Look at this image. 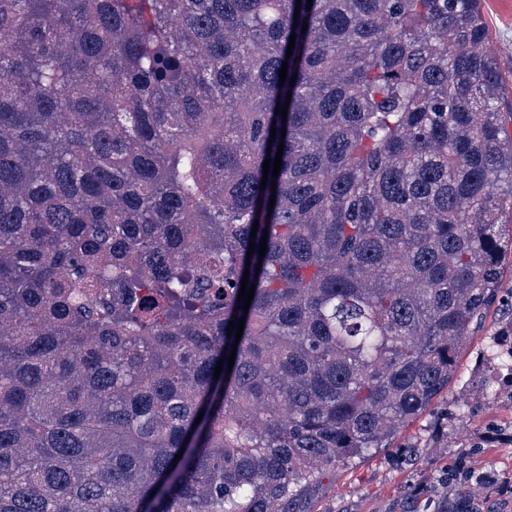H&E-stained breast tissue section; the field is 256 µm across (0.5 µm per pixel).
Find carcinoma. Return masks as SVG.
I'll use <instances>...</instances> for the list:
<instances>
[{"instance_id": "obj_1", "label": "carcinoma", "mask_w": 512, "mask_h": 512, "mask_svg": "<svg viewBox=\"0 0 512 512\" xmlns=\"http://www.w3.org/2000/svg\"><path fill=\"white\" fill-rule=\"evenodd\" d=\"M487 41L480 0H0V512H294L493 308L512 375Z\"/></svg>"}]
</instances>
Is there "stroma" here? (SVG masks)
Instances as JSON below:
<instances>
[{
    "label": "stroma",
    "instance_id": "1",
    "mask_svg": "<svg viewBox=\"0 0 512 512\" xmlns=\"http://www.w3.org/2000/svg\"><path fill=\"white\" fill-rule=\"evenodd\" d=\"M490 27L488 47L506 78H512V0H484ZM501 322L489 312L459 359L457 379L448 387V403H468L473 413L465 418L420 416L402 430L397 446L336 466L308 495L310 512H392L396 502L409 497L416 486L439 489L441 466L466 454L478 443L482 451L470 464L512 480V400L499 386H487L494 363L486 356ZM416 445L412 461L403 448Z\"/></svg>",
    "mask_w": 512,
    "mask_h": 512
}]
</instances>
